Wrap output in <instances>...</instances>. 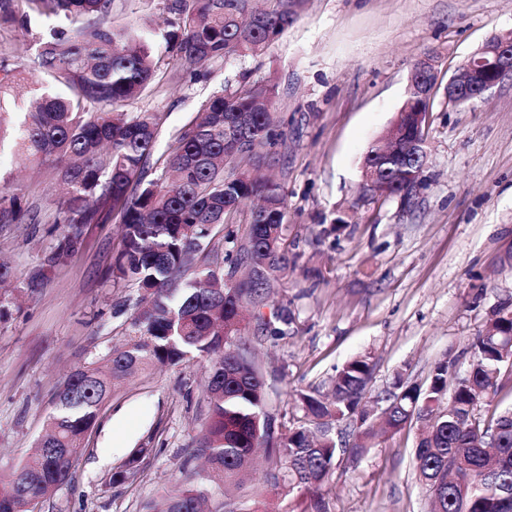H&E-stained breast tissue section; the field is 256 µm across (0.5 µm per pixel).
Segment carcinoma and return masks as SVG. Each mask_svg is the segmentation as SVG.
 <instances>
[{
  "mask_svg": "<svg viewBox=\"0 0 512 512\" xmlns=\"http://www.w3.org/2000/svg\"><path fill=\"white\" fill-rule=\"evenodd\" d=\"M0 0V29H25L32 17L59 24L40 45L43 80L0 62V150L9 148L22 164L57 174L53 223L64 227L56 249L26 278L42 285L44 267L79 249L89 224H122V249L112 263V281L129 284L149 298V307L130 323V339L112 350L107 367L80 366L56 395L63 409L49 417L43 441L21 470L0 485V512H31L29 505L50 495L69 477L86 432L112 389L135 373L177 365L188 358L209 364L208 417L194 454L210 465L209 480L241 484L251 474L253 454L263 449V483L286 498L310 495L315 512H327L322 487L338 452L357 461L381 432L396 434L418 426L416 478L430 512H512V410L486 423L476 411L509 382L512 366V306L497 304L471 345L470 369L453 372L446 354L422 383L399 373L387 390L372 394L373 366L358 356L342 366L331 393L296 394L300 420L283 422L277 439L268 421L277 414L267 398L262 368L242 336L241 311L252 309L256 332L282 339L294 314L257 288L250 272L262 269L272 283L292 263L286 238L287 192L278 181H259L241 166L262 156L257 145L274 147L286 131L273 112L272 91L255 82L211 96L174 129L159 174L148 161L166 117L161 112H128L150 91L156 77L152 32L107 23L114 0ZM252 0H176L175 42L179 72L201 76L211 59L261 53L291 25L301 0H271L256 22ZM26 98L23 119L11 114ZM402 137L426 153L424 126L409 116L395 119ZM364 166L377 168L386 196L402 199L414 191L420 160H384L375 147ZM30 207L15 192L0 189V224H17ZM243 224L240 244L224 253L228 272L205 267L194 280L180 281L204 251L218 225ZM243 277H237L240 270ZM270 309L265 315L263 309ZM348 432L350 447L336 443L334 430ZM202 492L184 489L166 498L165 512H202ZM224 512H259L256 502L227 496Z\"/></svg>",
  "mask_w": 512,
  "mask_h": 512,
  "instance_id": "1",
  "label": "carcinoma"
}]
</instances>
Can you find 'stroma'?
Here are the masks:
<instances>
[{
  "label": "stroma",
  "mask_w": 512,
  "mask_h": 512,
  "mask_svg": "<svg viewBox=\"0 0 512 512\" xmlns=\"http://www.w3.org/2000/svg\"><path fill=\"white\" fill-rule=\"evenodd\" d=\"M174 0H115L112 18L134 29H170ZM47 22L0 30V60L40 75ZM512 34V0H304L294 23L260 54L216 60L201 78H178L172 51L135 112L168 118L171 130L226 83L273 90L287 138L266 149L263 173L288 194L286 235L297 266L274 282L297 331L256 345L272 405L299 417L296 393L327 390L337 368L369 356V388L396 372L423 382L445 354L458 371L492 307L512 302V78L467 104L449 102L448 81L487 40ZM437 74L426 180L412 206L362 189L367 151L395 120L415 62ZM22 189L35 218L0 224V261L15 276L0 289V478L24 464L43 434L65 375L103 363L125 344L136 289L107 271L121 242L119 222L88 225L81 248L47 272L36 291L26 274L55 246L52 171L23 169L0 155V186ZM209 366L191 359L141 373L105 400L68 481L35 512H146L174 491L204 483L222 512L223 482H202L192 452L208 414ZM416 428L376 438L358 462L341 457L325 486L329 512H426L415 481ZM142 450L137 472L113 481Z\"/></svg>",
  "instance_id": "stroma-1"
}]
</instances>
